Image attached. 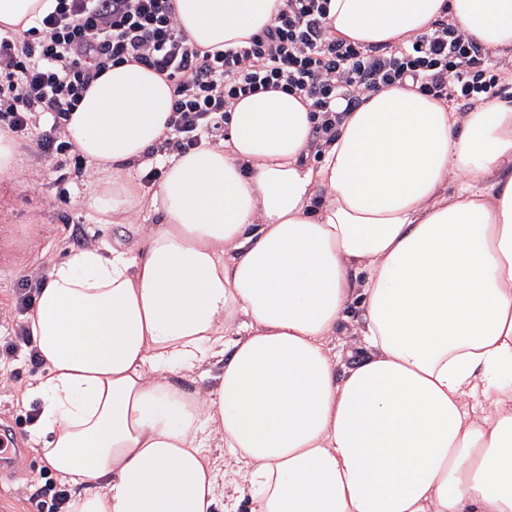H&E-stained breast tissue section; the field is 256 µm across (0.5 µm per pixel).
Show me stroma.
<instances>
[{
    "mask_svg": "<svg viewBox=\"0 0 512 512\" xmlns=\"http://www.w3.org/2000/svg\"><path fill=\"white\" fill-rule=\"evenodd\" d=\"M22 170L32 172L33 182L20 177L0 180V304L11 302L13 291L23 276L38 271L44 261L73 249L77 230H94L105 244L130 242L141 224H155L160 215L150 207L131 213L122 224L97 225L87 208L93 181H69L70 198L61 204L56 195L62 186L48 166L36 164L34 147H19ZM45 368L26 357L0 365V420L13 425L25 448L17 461L0 472V512H51V497L44 492L56 474L43 467L28 448L29 430L38 410L34 400L16 402L14 390L29 386Z\"/></svg>",
    "mask_w": 512,
    "mask_h": 512,
    "instance_id": "35a3bbf8",
    "label": "stroma"
}]
</instances>
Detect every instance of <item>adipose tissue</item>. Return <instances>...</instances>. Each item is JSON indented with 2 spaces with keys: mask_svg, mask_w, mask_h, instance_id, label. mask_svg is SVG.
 I'll return each instance as SVG.
<instances>
[{
  "mask_svg": "<svg viewBox=\"0 0 512 512\" xmlns=\"http://www.w3.org/2000/svg\"><path fill=\"white\" fill-rule=\"evenodd\" d=\"M279 0H176L198 46L243 45ZM55 0H0V26ZM449 19L512 51V0H331L333 33L399 44ZM168 82L113 66L65 130L101 222L142 207ZM282 91L224 144L161 157L162 221L53 260L27 328L31 426L67 512H512V99L372 95L310 159ZM219 367L207 390L178 384ZM221 443L231 458L217 468Z\"/></svg>",
  "mask_w": 512,
  "mask_h": 512,
  "instance_id": "ef3b65f1",
  "label": "adipose tissue"
}]
</instances>
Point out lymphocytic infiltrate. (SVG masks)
<instances>
[{
  "label": "lymphocytic infiltrate",
  "mask_w": 512,
  "mask_h": 512,
  "mask_svg": "<svg viewBox=\"0 0 512 512\" xmlns=\"http://www.w3.org/2000/svg\"><path fill=\"white\" fill-rule=\"evenodd\" d=\"M329 0H282L273 23L245 45L212 51L179 27L174 0H56L40 26L0 32V130L35 140V158L75 178L93 170L72 154L65 123L83 94L113 64L134 62L163 76L173 100L156 153L183 154L224 139V119L238 100L271 90L298 95L318 118L309 146L335 141L344 112L389 87L415 84L436 100L497 96L501 63L471 34L442 19L398 46L361 45L332 33ZM344 110H337V101ZM41 277L18 282L0 321L11 331L0 358L33 348L22 317Z\"/></svg>",
  "instance_id": "obj_1"
}]
</instances>
